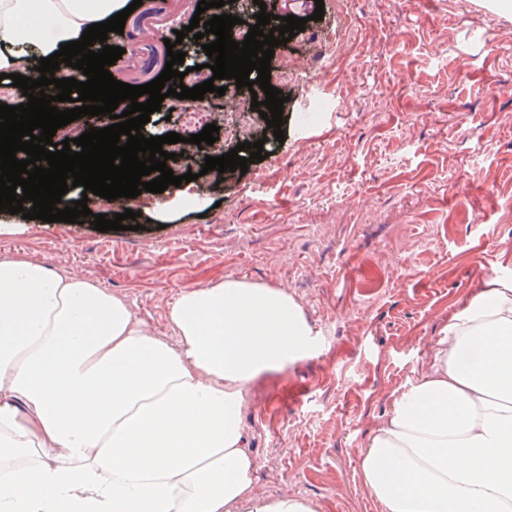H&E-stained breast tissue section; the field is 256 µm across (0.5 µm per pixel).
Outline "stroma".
<instances>
[{
  "label": "stroma",
  "mask_w": 512,
  "mask_h": 512,
  "mask_svg": "<svg viewBox=\"0 0 512 512\" xmlns=\"http://www.w3.org/2000/svg\"><path fill=\"white\" fill-rule=\"evenodd\" d=\"M305 19L275 47L285 139L247 172L151 195L139 230L9 216L0 258L40 261L124 295L160 335L177 292L239 277L287 286L311 346L257 382L241 424L256 483L317 512H384L359 448L426 368L480 278L512 277V10L498 0H273ZM138 35L111 34L114 79L143 85ZM264 181H257V174ZM168 211L167 222L155 217Z\"/></svg>",
  "instance_id": "35a3bbf8"
}]
</instances>
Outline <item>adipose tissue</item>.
Segmentation results:
<instances>
[{
    "label": "adipose tissue",
    "instance_id": "adipose-tissue-1",
    "mask_svg": "<svg viewBox=\"0 0 512 512\" xmlns=\"http://www.w3.org/2000/svg\"><path fill=\"white\" fill-rule=\"evenodd\" d=\"M128 0H0V74L34 71ZM168 342L125 297L0 260V512H315L256 488L241 412L310 345L284 289L178 293ZM385 512H512V278L477 282L360 451Z\"/></svg>",
    "mask_w": 512,
    "mask_h": 512
}]
</instances>
